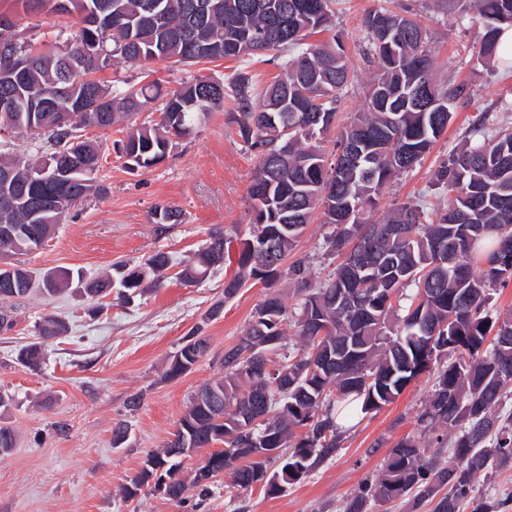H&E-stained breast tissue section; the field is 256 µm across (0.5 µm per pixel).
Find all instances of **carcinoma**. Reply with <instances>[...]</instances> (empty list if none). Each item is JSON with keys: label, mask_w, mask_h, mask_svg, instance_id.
<instances>
[{"label": "carcinoma", "mask_w": 512, "mask_h": 512, "mask_svg": "<svg viewBox=\"0 0 512 512\" xmlns=\"http://www.w3.org/2000/svg\"><path fill=\"white\" fill-rule=\"evenodd\" d=\"M75 28L52 50L20 41L16 22L0 13V127L22 128L18 136L52 142L51 171L12 149L0 150V172L11 173L16 209L14 237L0 250L20 255L39 249L52 237L63 214L99 195L100 146L80 139L82 126L110 127L157 103L154 126L131 129L121 154L132 171L162 162L188 135L200 116L224 109L237 124L259 165L250 187L248 238L266 239L278 256L268 269L241 243L234 275L224 281V302L211 307L218 318L224 303L250 281L267 282L283 273L295 281L298 313L294 321L299 349L288 361L268 355L286 347L289 318L284 299L270 295L256 310L238 343L224 350V375L198 389L163 448L147 454L124 488L133 499L157 474L171 476L164 495L182 500L188 488L209 493L216 471L230 474L241 491L261 485L266 463L254 454L288 449L291 471L282 484L307 477L316 462L333 452L341 431L340 404L361 402L368 414L395 400L421 374L442 363L431 394L417 417L420 431L402 437L390 450L376 478L363 480L344 512H369L373 502L404 500L431 512H494L473 495V480L512 463V420L497 409L512 391V315L492 316V291L512 280V131L497 129L480 112L472 132L478 136L448 156L435 185L448 189V208L429 215L404 203L382 221L362 215L377 208L393 177L412 170L443 135L453 107L471 97L466 84H433L441 104L417 107L407 90L421 80L416 62L432 69L426 30L417 18L388 9L366 14L369 54L375 64L367 108L338 132L331 153L320 136L331 130L341 91L349 80L343 54L308 37L330 30L334 0H70ZM460 14L481 20L478 60L496 62L498 36L512 26V0H438ZM397 29L383 44L384 32ZM295 50L281 74L260 85L240 68L217 81L195 78L178 89L108 86L96 73L120 64L171 60L192 65L205 60H238ZM60 112L69 123L60 125ZM288 135L281 136L285 128ZM360 141L361 155L345 158L344 146ZM323 209L333 231L326 253L347 251L362 262L354 270L342 261L318 288L298 260L283 266L312 214ZM162 234L181 223L167 206L153 213ZM222 229L184 262L186 283L204 281L224 264ZM172 267L158 251L137 265L112 264V270L84 291L127 302L160 285ZM81 272L47 273L36 278L19 264L0 270V329L13 325L11 303L39 289L46 294L82 283ZM65 323L52 316L38 325L49 339L62 336ZM197 326L175 352L165 372L176 378L206 353L207 339ZM41 347L30 344L18 361L35 368ZM222 442L186 481L180 476V449ZM448 447V457L430 452Z\"/></svg>", "instance_id": "cac0c4a2"}]
</instances>
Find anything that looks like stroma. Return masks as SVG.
I'll return each instance as SVG.
<instances>
[{"label": "stroma", "instance_id": "1", "mask_svg": "<svg viewBox=\"0 0 512 512\" xmlns=\"http://www.w3.org/2000/svg\"><path fill=\"white\" fill-rule=\"evenodd\" d=\"M0 8L14 16L21 39L37 47L54 48L67 35L69 16L30 14L22 0H0ZM382 8L417 15L428 31L437 81L468 84L472 97L457 104L445 134L420 163L387 186L369 215L373 222L401 203H417L429 212L446 206L435 173L449 151L467 139L478 113H490L496 127L512 129V67L499 63L489 70L477 63L475 16L445 12L434 0H336L333 28L317 39H339L350 68L337 125L366 107L375 67L365 55L361 20ZM235 67L229 60L190 67L153 60L112 66L97 77L109 85L157 81L169 91L196 76L225 79ZM82 135L103 146L98 176L105 191L70 208L41 248L20 256L23 267L38 275L78 270L90 280L115 262L135 263L159 249L174 260L188 259L218 227L247 233L258 157L246 149L224 111L202 116L164 162L134 173L119 153L123 125L87 127ZM161 206L182 213L181 223L162 236L152 221ZM331 231L314 215L291 254L305 260L312 283L323 282L335 266L324 252ZM238 251V242H231L222 271L201 283L187 285L170 276L128 303L115 300L103 308L76 286L59 295L36 291L15 302L12 329L0 330V394L11 399L0 424L17 435L16 447L0 454V512H342L360 479L377 472L393 445L416 432V416L431 390L426 373L392 403L345 430L336 453L284 492L269 495L259 485L239 491L222 474L196 510L148 488L124 498V487L145 456L170 438L198 387L220 376L225 349L238 342L256 309L274 293L293 298V286L283 277L269 284L248 282L233 300H225L224 279L235 273ZM219 301L222 314L208 319ZM49 315L61 318L68 331L43 341L37 325ZM198 325L208 339V355L185 374L166 377L172 355ZM35 342L42 345L43 359L32 369L19 363L17 353ZM119 421L127 423L129 439L116 448L112 427Z\"/></svg>", "mask_w": 512, "mask_h": 512}]
</instances>
